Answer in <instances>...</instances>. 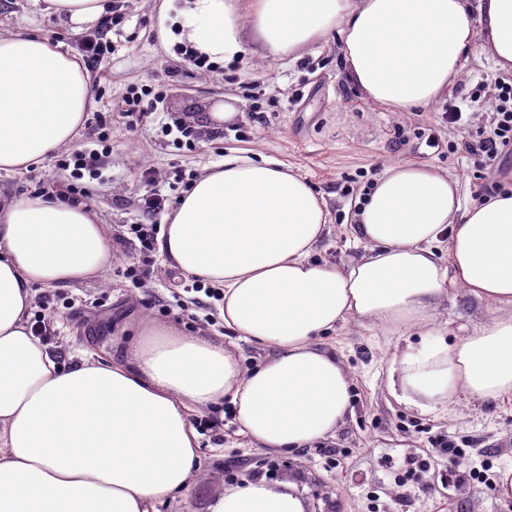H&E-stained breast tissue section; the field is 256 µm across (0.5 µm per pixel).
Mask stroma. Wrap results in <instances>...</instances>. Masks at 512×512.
Returning <instances> with one entry per match:
<instances>
[{
  "label": "stroma",
  "mask_w": 512,
  "mask_h": 512,
  "mask_svg": "<svg viewBox=\"0 0 512 512\" xmlns=\"http://www.w3.org/2000/svg\"><path fill=\"white\" fill-rule=\"evenodd\" d=\"M167 4L177 10L183 0H112L110 48L89 70L92 104L73 143L45 165L0 173L1 193L31 196L73 180L60 162L75 151L103 155L97 171L78 182L82 205L116 238L117 259L105 279L59 289L57 303L46 310L51 330L44 342L61 360L126 352L132 343L127 328L144 318L170 321L186 335L231 346L246 368L266 355L225 329L210 310H196L192 321L179 314L174 298L188 281L176 278L163 259H156L151 278L135 283L124 277L135 254L124 238L130 225L143 220L142 170L154 171L169 198L166 214L157 219L164 225L189 180L227 156L244 151L292 165L329 203L332 231L318 257L334 264L357 255L349 206L390 162L423 161L457 175L466 204L477 190L491 194L512 186V150L488 168L470 150L492 135L502 105L497 90L502 75L491 60L470 59L447 97L428 110L390 112L362 100L346 78L335 41L292 63L268 60L261 46L251 43L246 58L193 66L186 43L159 36ZM98 30L95 23L75 30L68 20L43 13L38 0H0L1 32L41 36L77 57ZM135 85L165 91L166 98L162 114L133 131L119 107ZM451 104L470 113L467 128L442 120ZM223 110L231 119H217ZM171 116L190 127V143L162 133ZM494 312V305L460 293L440 305L433 332L452 344ZM426 342L423 336L390 334L355 321L327 333L321 346L336 353L353 378L351 410L335 438L288 455L265 454L238 435L234 407L224 403L209 412L222 424L220 438L208 432L198 436L202 460L190 493L160 512H209L225 484L255 478L295 483L307 512H512V498L501 497L496 487L512 471V395L475 401L461 394L452 409L438 406L421 414L389 393L393 355L420 350ZM446 438L465 448L464 469L487 474L488 483L468 477L449 482L448 458L439 448Z\"/></svg>",
  "instance_id": "1"
}]
</instances>
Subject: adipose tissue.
<instances>
[{
	"label": "adipose tissue",
	"instance_id": "obj_1",
	"mask_svg": "<svg viewBox=\"0 0 512 512\" xmlns=\"http://www.w3.org/2000/svg\"><path fill=\"white\" fill-rule=\"evenodd\" d=\"M42 4L77 26L110 8ZM180 16V40L213 62L246 54L249 32L269 59L291 62L338 39L347 79L391 112L430 107L472 56L512 74V0H185ZM90 86L48 39L0 33V172L71 144ZM330 221L290 166L225 158L181 198L157 248L181 276L223 288L225 327L266 357L246 369L234 349L146 319L132 358L64 366L28 326L36 291L105 278L112 237L86 207L50 193L0 201V512H160L201 465L191 413L226 399L259 451L334 438L352 378L320 337L352 320L390 333L429 327L457 287L495 315L455 344L395 355L390 390L418 408L512 395V189L465 205L452 174L397 161L356 202V259L317 260ZM210 512L306 508L293 483L260 479L226 486Z\"/></svg>",
	"mask_w": 512,
	"mask_h": 512
}]
</instances>
